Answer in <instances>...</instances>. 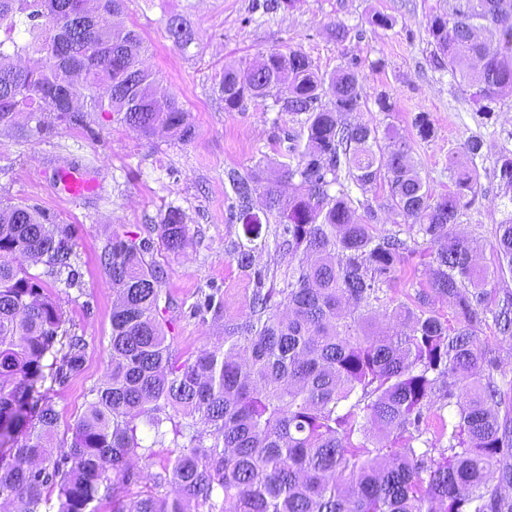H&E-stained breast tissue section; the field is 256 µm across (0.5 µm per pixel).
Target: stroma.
I'll list each match as a JSON object with an SVG mask.
<instances>
[{
	"instance_id": "obj_1",
	"label": "stroma",
	"mask_w": 512,
	"mask_h": 512,
	"mask_svg": "<svg viewBox=\"0 0 512 512\" xmlns=\"http://www.w3.org/2000/svg\"><path fill=\"white\" fill-rule=\"evenodd\" d=\"M258 2L126 0L119 21L143 37V64L154 77L155 91L178 98L195 130L191 141L164 131L144 139L105 112L91 113L81 126L56 122L42 138L34 135L35 123L24 114L0 126V204L35 205L67 226L80 274L71 288L62 281L47 283L49 293L62 302L67 332L84 339L80 371L51 385L59 414L55 446L70 444L89 390L108 372L116 296L99 255L113 233L131 230L154 242L153 227L168 207L186 213L191 236L186 251L174 255L155 242L151 250L165 271L167 336L179 354L219 345L225 324L250 314L254 281L230 251L232 242L244 241L245 232L243 225L225 220L232 202L227 174L248 172L262 161L265 177L276 178L275 161L283 148L272 142L273 128L295 130L299 124L270 97L248 99L242 109L225 111L219 89L225 67L246 66L274 49L301 50L325 74L357 59L368 99L360 111L347 114V121L381 130L393 126L412 137V162L436 194L451 185L449 159L466 162L467 140L483 142L477 160L481 169L493 168L502 148L512 149V96L493 104L491 115H482L447 73L429 65L430 21L447 9L448 0H293L268 12ZM378 14L391 16L393 27L372 26ZM173 15L192 33L186 48L176 47L166 33ZM339 22L350 30L341 42L330 35ZM381 92L388 94L391 111H379L375 104ZM421 112L434 127L426 140L418 139L413 126ZM75 169L98 182L94 194H65L61 173ZM481 182L484 191L462 210L457 231L477 241L476 262L482 266L489 261L494 226L512 196L498 181L485 176ZM208 293L220 297V312H195V304Z\"/></svg>"
}]
</instances>
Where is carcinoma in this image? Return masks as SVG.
<instances>
[{
  "label": "carcinoma",
  "instance_id": "carcinoma-1",
  "mask_svg": "<svg viewBox=\"0 0 512 512\" xmlns=\"http://www.w3.org/2000/svg\"><path fill=\"white\" fill-rule=\"evenodd\" d=\"M455 12L434 15L430 65L446 70L478 111L512 94V0H455ZM125 0H0V125L22 112L80 125L92 112H112L149 139L166 129L181 141L194 134L174 96L159 97L143 67L140 35L114 27ZM25 29H18L19 15ZM168 37L185 48L191 34L176 16ZM35 54L36 69L11 59ZM332 100L322 103L324 85ZM280 111L305 116L300 134L278 128L288 161L279 180L261 168L229 182L227 221L242 223L254 241L261 220L251 212L262 191L275 218L276 250L288 255L283 286H266L253 271L251 312L224 325V343L183 358L163 328L164 272L147 259L149 242L127 232L105 245L101 262L118 293L112 307L108 379L73 430L69 447L51 440L58 428L46 380L80 369L82 337L63 330L60 299L43 277L73 285L72 236L36 205L0 207V498L21 512H512V379L485 330L512 339V211L495 224L491 262L475 259L473 243L456 233L460 209L483 191L471 139V164L452 170V188L434 194L411 161L413 141L375 125L339 121L360 110L357 61L330 76L300 50H272L242 72L224 69V110L264 99L274 87ZM512 189V149L492 171ZM293 186L283 197L280 183ZM387 188L388 206L403 224L353 218V188ZM426 244L430 275L414 304L387 295L397 265ZM161 246L178 254L190 244L185 214L171 208L157 225ZM239 266L252 248L231 243ZM45 266L29 273L18 256ZM445 297L453 319L434 310ZM388 323L374 327V316ZM442 401L455 421L430 427ZM148 426L152 442L138 437ZM188 439L162 473L134 470L164 447L168 429ZM141 485L134 493L131 486ZM57 489V502L44 494Z\"/></svg>",
  "mask_w": 512,
  "mask_h": 512
}]
</instances>
